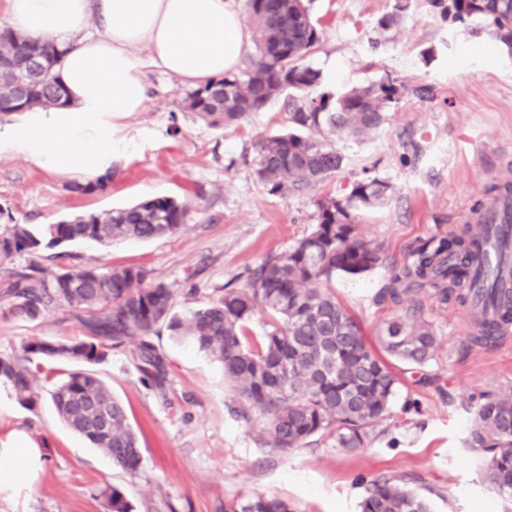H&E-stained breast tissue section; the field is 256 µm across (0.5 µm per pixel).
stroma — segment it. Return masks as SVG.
<instances>
[{
    "label": "stroma",
    "instance_id": "obj_1",
    "mask_svg": "<svg viewBox=\"0 0 512 512\" xmlns=\"http://www.w3.org/2000/svg\"><path fill=\"white\" fill-rule=\"evenodd\" d=\"M394 0H313L320 41L310 56L328 91L340 93L388 76L407 92L371 138L333 135L342 172L323 182L269 194L257 179L258 142L285 125L282 99L240 124L215 129L182 108L188 87L154 72L148 108L120 122L134 146L106 192H75L76 177L0 153V208L22 224H51L86 212L124 207L157 196L189 203L180 231L146 241H90L66 246L72 264L140 267L166 282L186 312L247 284L252 272L309 234L319 200L348 192L353 181L391 185L383 206L360 212L359 231L382 250V263L361 275L339 274L330 286L360 323L368 344L405 316L384 298L394 267L434 237L471 223L492 186L512 183V57L482 23L443 18L429 0H413L398 30L379 19ZM435 58L423 62L422 53ZM0 266V356L20 354L33 338L84 336L70 313L35 320L10 314V271ZM439 347L428 365L392 369L400 385L388 417L361 448H338L319 434L285 452L266 445L258 418L237 413L222 365L166 329L150 337L161 357V385L143 380L134 343L113 348L98 375L126 408L143 454L131 476L69 429L48 392L65 375L56 366L39 379L40 399L23 408L0 388V448L33 445L41 452L34 484L0 490V512H107L105 489H121L132 512H223L225 501L257 493L278 496L293 512H360L365 480L393 477L423 495L431 512H512V499L486 479L479 454L465 448L471 417L484 396L512 391V333L474 340L456 294L438 303L419 297Z\"/></svg>",
    "mask_w": 512,
    "mask_h": 512
}]
</instances>
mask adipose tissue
<instances>
[{
    "label": "adipose tissue",
    "instance_id": "obj_1",
    "mask_svg": "<svg viewBox=\"0 0 512 512\" xmlns=\"http://www.w3.org/2000/svg\"><path fill=\"white\" fill-rule=\"evenodd\" d=\"M9 28L55 44L68 94L33 109L5 145L59 174L94 179L125 155L120 119L142 111L147 74L158 69L197 87L236 68L249 34L234 0H6ZM39 450L0 451V487L32 482Z\"/></svg>",
    "mask_w": 512,
    "mask_h": 512
}]
</instances>
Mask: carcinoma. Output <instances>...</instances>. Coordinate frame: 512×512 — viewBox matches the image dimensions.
Here are the masks:
<instances>
[{"label": "carcinoma", "instance_id": "carcinoma-1", "mask_svg": "<svg viewBox=\"0 0 512 512\" xmlns=\"http://www.w3.org/2000/svg\"><path fill=\"white\" fill-rule=\"evenodd\" d=\"M310 0H247L255 53L245 69L226 73L183 99V108L210 127L222 129L261 111L284 97L287 128L259 142L258 179L279 192L323 181L340 172L344 156L330 135L347 132L357 138L376 133L388 112L401 101L403 84L389 77L342 94L320 91L322 72L307 62L320 41L309 11ZM454 22L478 20L512 53V0H429ZM410 0H396L378 21L381 31L399 28ZM62 51L8 27L0 28V114L62 104L66 93L56 76ZM112 172L74 189L103 192ZM390 184L378 178L354 181L339 197L318 203L313 230L281 254L266 259L243 288L224 290L216 302L188 315L173 311L170 286L148 278L138 267L105 270L96 265L56 263L35 258L66 256L60 248L77 240L101 246L112 241L151 240L176 234L189 220L187 202L156 197L123 208L89 212L39 229L13 217L0 224V264L16 256L31 257L26 271L11 284L16 317L36 319L65 309L76 316L91 338L28 341L22 354L0 357V386L17 402L34 408L35 381L43 365L73 363L80 369L53 385L50 399L59 418L74 432L112 458L129 474L143 464L138 437L124 406L89 367L104 363L112 348L138 341L147 379L159 385L163 363L148 341L155 327L192 343L224 368L239 404L238 413L262 418L268 445L280 451L304 447L328 432L336 447L360 448L391 409L398 379L367 345L358 321L326 287L338 274L359 275L381 261L380 249L358 232V214L389 197ZM481 232L424 243L412 263L393 270L387 293L394 301L427 288L443 302L460 286L473 289L474 260ZM485 292L499 316L512 319V288ZM269 316V330L258 340L247 336L257 313ZM394 360L422 367L434 359L438 336L420 315L391 320L378 336ZM468 447L479 452L487 480L512 497V392L487 396L475 409ZM108 512H131L117 487L103 492ZM361 512H429L426 499L397 479L367 482ZM224 512H290L288 502L255 494L224 503Z\"/></svg>", "mask_w": 512, "mask_h": 512}]
</instances>
